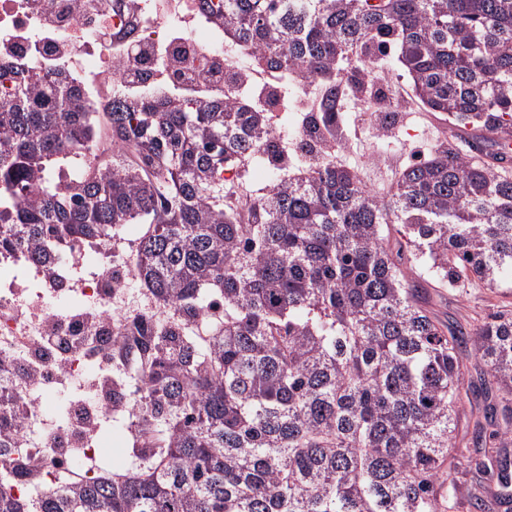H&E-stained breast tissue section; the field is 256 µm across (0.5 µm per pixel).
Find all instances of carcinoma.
<instances>
[{
    "label": "carcinoma",
    "instance_id": "1",
    "mask_svg": "<svg viewBox=\"0 0 512 512\" xmlns=\"http://www.w3.org/2000/svg\"><path fill=\"white\" fill-rule=\"evenodd\" d=\"M218 17L272 80L230 65L203 101L129 80L105 120L121 144L110 169L65 69L0 66V252L46 264L144 224L135 281L189 317L224 303L208 343L179 317L135 326L133 371L112 387L144 381L148 436L123 478L35 499L1 482L0 512H448L468 337L500 398L474 420L490 458L471 506L486 512L493 486L511 504L512 315L452 330L420 293L512 283V178L431 148L381 197L322 144L349 90L386 97L390 58L428 111L512 122V0H224ZM309 87L290 130L288 99ZM241 156L240 177L262 167L265 188L225 185ZM20 405L0 403V448Z\"/></svg>",
    "mask_w": 512,
    "mask_h": 512
}]
</instances>
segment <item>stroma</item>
<instances>
[{
	"mask_svg": "<svg viewBox=\"0 0 512 512\" xmlns=\"http://www.w3.org/2000/svg\"><path fill=\"white\" fill-rule=\"evenodd\" d=\"M383 78L397 103L411 106V115L401 116L397 126L382 134L375 131L371 122L363 120L361 102L356 97H347L339 114L343 135L336 153L338 163L353 167L363 184L376 192L386 191L412 162V146L424 151L447 138L445 132L433 125L418 100L408 94L409 80L402 76L400 68L385 71ZM423 297L427 308L452 328H467L492 314L512 311V288L492 290L478 282L461 288L427 282L423 285ZM471 431V424H463L464 453L472 465L450 476L457 487L453 512H471L467 491L477 479L475 463L484 458L483 449L474 447L469 438ZM102 439L104 449L96 460L97 467L105 472L125 468L132 444L124 415H115L112 421L103 423Z\"/></svg>",
	"mask_w": 512,
	"mask_h": 512,
	"instance_id": "35a3bbf8",
	"label": "stroma"
}]
</instances>
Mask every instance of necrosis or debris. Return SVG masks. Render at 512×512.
<instances>
[{
	"label": "necrosis or debris",
	"instance_id": "4bbe7bcc",
	"mask_svg": "<svg viewBox=\"0 0 512 512\" xmlns=\"http://www.w3.org/2000/svg\"><path fill=\"white\" fill-rule=\"evenodd\" d=\"M20 60L41 75L65 62L68 78L84 88L85 107L95 115L111 111L112 92L125 85L130 66L144 85L195 71L202 81L182 86L185 94L222 87L220 73L228 62L253 80L267 77L230 52L223 24L198 0H134L121 10L113 0H0V62ZM135 246L119 234L91 253L70 254L49 267L22 250L0 255V360L12 365L0 376V399L19 396L27 409L5 455L26 457L49 485L76 484L86 473L75 461L60 469L46 447L71 442L94 455L101 424L111 419L114 405L93 408L92 424L83 428L71 414L59 423L46 419L44 394L82 398L85 371L120 361L138 317L151 313L163 320L177 312L148 294L130 302ZM49 294L72 303L50 308Z\"/></svg>",
	"mask_w": 512,
	"mask_h": 512
}]
</instances>
